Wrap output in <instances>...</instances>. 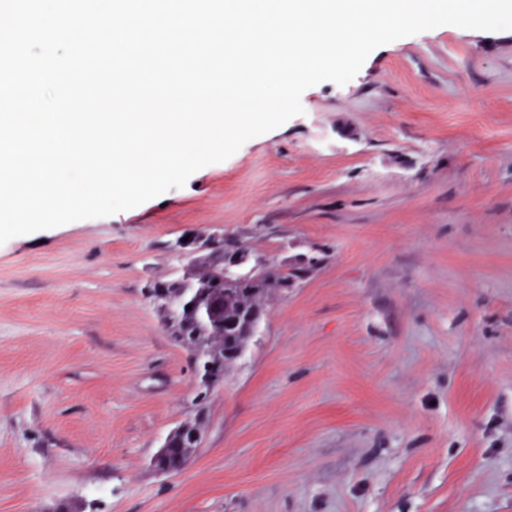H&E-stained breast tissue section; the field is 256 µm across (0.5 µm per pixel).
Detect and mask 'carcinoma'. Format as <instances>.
<instances>
[{
	"label": "carcinoma",
	"mask_w": 512,
	"mask_h": 512,
	"mask_svg": "<svg viewBox=\"0 0 512 512\" xmlns=\"http://www.w3.org/2000/svg\"><path fill=\"white\" fill-rule=\"evenodd\" d=\"M302 277L299 271L288 273L277 266H265L260 276L245 273L237 285L226 288L216 282L211 253L201 251L190 265L161 283L166 300L157 313L175 330L176 341L202 355L201 389L194 415L170 433L174 447L156 456L155 467L172 469L198 448L206 400L210 391L223 383L224 370L244 350L251 336L250 314L262 308L273 290L286 288L293 279Z\"/></svg>",
	"instance_id": "obj_1"
}]
</instances>
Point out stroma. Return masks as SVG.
<instances>
[{
  "label": "stroma",
  "instance_id": "stroma-1",
  "mask_svg": "<svg viewBox=\"0 0 512 512\" xmlns=\"http://www.w3.org/2000/svg\"><path fill=\"white\" fill-rule=\"evenodd\" d=\"M187 183L0 244V512H512V30L374 49ZM314 260L178 472L195 365L146 299L178 244Z\"/></svg>",
  "mask_w": 512,
  "mask_h": 512
}]
</instances>
